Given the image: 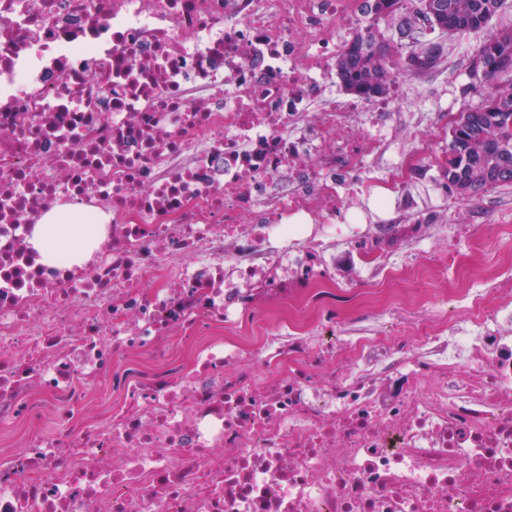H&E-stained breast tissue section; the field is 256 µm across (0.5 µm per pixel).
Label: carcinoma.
Instances as JSON below:
<instances>
[{"label":"carcinoma","instance_id":"obj_1","mask_svg":"<svg viewBox=\"0 0 512 512\" xmlns=\"http://www.w3.org/2000/svg\"><path fill=\"white\" fill-rule=\"evenodd\" d=\"M372 17L367 36L357 35L336 58V74L345 93L371 100L389 93L393 76L388 56L391 47L379 29L385 22L396 27L400 38L418 42L416 23L443 34L479 32L503 7L504 0H442L444 14L432 15L417 0L414 19L404 17L401 0H366ZM512 29L485 34L472 60L471 77L494 81L484 103L456 116L448 132L446 186L462 201L487 188L512 185Z\"/></svg>","mask_w":512,"mask_h":512}]
</instances>
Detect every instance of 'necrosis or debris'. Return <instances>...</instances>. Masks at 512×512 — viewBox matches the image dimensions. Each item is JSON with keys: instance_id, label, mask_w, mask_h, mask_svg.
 I'll use <instances>...</instances> for the list:
<instances>
[{"instance_id": "obj_1", "label": "necrosis or debris", "mask_w": 512, "mask_h": 512, "mask_svg": "<svg viewBox=\"0 0 512 512\" xmlns=\"http://www.w3.org/2000/svg\"><path fill=\"white\" fill-rule=\"evenodd\" d=\"M364 0H0V512H512V275L475 206L370 218L448 126L336 92ZM111 212L83 266L29 239ZM358 274L336 280V261ZM411 339L347 330L348 305ZM287 334L254 343L256 311ZM192 337L184 363L165 348ZM509 262V273H512V240L510 243H504L499 249L492 251L479 250V247L475 245H466L462 248L458 265L472 269L478 265H492L507 268Z\"/></svg>"}]
</instances>
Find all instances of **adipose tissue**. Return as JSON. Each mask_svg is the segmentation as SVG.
I'll return each instance as SVG.
<instances>
[{"instance_id": "adipose-tissue-1", "label": "adipose tissue", "mask_w": 512, "mask_h": 512, "mask_svg": "<svg viewBox=\"0 0 512 512\" xmlns=\"http://www.w3.org/2000/svg\"><path fill=\"white\" fill-rule=\"evenodd\" d=\"M109 220L106 212L68 202L43 216L31 244L44 263L80 265L90 259L100 227Z\"/></svg>"}]
</instances>
